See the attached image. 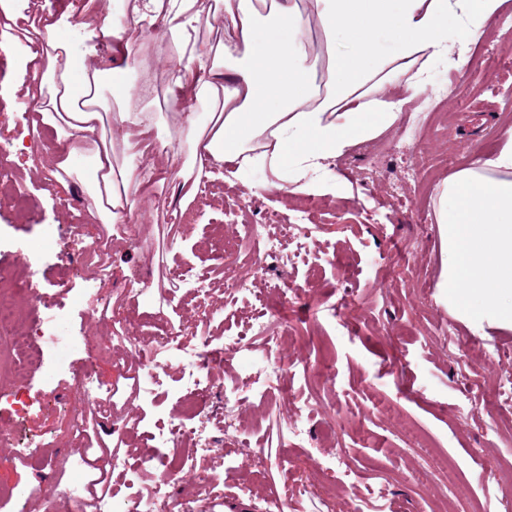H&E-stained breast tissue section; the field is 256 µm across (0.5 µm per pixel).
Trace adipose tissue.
Returning <instances> with one entry per match:
<instances>
[{
  "mask_svg": "<svg viewBox=\"0 0 512 512\" xmlns=\"http://www.w3.org/2000/svg\"><path fill=\"white\" fill-rule=\"evenodd\" d=\"M507 0H130L124 23H112L99 0H80L72 12L46 10L42 0L13 8L0 0V26L15 30L27 44L32 78L21 99L32 104V126L62 134L51 157L50 174L68 190L89 164V214L97 224L128 222L138 194L165 181L166 174L144 165L139 137L163 124L141 86L126 78L127 63L138 60L140 40L163 34L172 58L171 109L189 159L175 175L207 180L212 167L246 160L255 140L268 146L261 158L273 174L265 189L292 193L332 187L329 160L360 139L375 137L399 117L401 102L382 96L393 87L416 96L437 61L462 67L452 56L448 28L458 29L467 47L498 17ZM224 12L230 30L211 48L194 36L202 14ZM324 44L314 52L311 26ZM88 44L75 58L62 30ZM266 41H259V33ZM387 34L393 48L374 47ZM120 57L118 66H99V47ZM112 87V110H104L102 90ZM206 105L205 116L185 111L186 103ZM118 127L131 161L114 169L112 148L101 136L104 118ZM436 221L443 227L448 267L441 283L448 303L474 328H512V129L490 156L442 182Z\"/></svg>",
  "mask_w": 512,
  "mask_h": 512,
  "instance_id": "ef3b65f1",
  "label": "adipose tissue"
}]
</instances>
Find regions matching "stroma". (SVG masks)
<instances>
[{
    "mask_svg": "<svg viewBox=\"0 0 512 512\" xmlns=\"http://www.w3.org/2000/svg\"><path fill=\"white\" fill-rule=\"evenodd\" d=\"M512 5L468 45V65L458 71L434 64L425 92L407 100L398 120L377 136L351 146L330 165L335 190L287 196L265 192L270 169L254 163L223 183V196L197 213L194 223L166 220L182 196L179 179L155 186L138 202L135 235L113 244L110 274H98L96 257L80 249L102 230L89 219L82 183L63 193L33 174L32 156L18 149L30 129L19 107L18 89L26 74L22 58L0 49V143L14 150L1 161L16 175L14 189L0 191V267L20 265V246L31 248L37 275L29 287L35 306H23L27 322L45 326L56 317L65 346L45 348L23 374L0 370V391L18 394L28 406L27 434L37 436L62 459L48 496H28L37 471L13 464V451L0 447V512H99L89 492L94 470L79 468V448L69 443L71 417L83 420L90 444L106 440L112 452L99 465L111 468L116 457L131 456L126 440L110 435L103 412L120 418L136 414L148 439L181 408L176 377L165 390L146 394L136 379L138 346L162 322L186 321L187 344L207 338L212 347L236 334L242 316L269 300L283 316L288 336L283 352L306 359L309 373H283L269 381L265 399L248 403L240 420V439L259 445L261 472L230 470L227 485L236 499L215 512H259L270 491L287 495L293 512H346L359 505L368 512H437L436 499L455 498L459 512L479 500L485 512H502L512 495V414L501 412L497 392L512 378V362L489 359L491 349H512V330L473 329L445 301L439 283L448 264L442 227L436 222L443 179L469 165L473 155L493 153L505 129L512 128V34L503 19ZM497 46L498 58L487 54ZM28 199L19 207L18 195ZM311 206L302 222L311 251L296 253L284 243L283 255L267 260L266 281L250 274L251 243L235 244L228 228L262 224L273 213L294 214L300 199ZM200 244L196 272L216 279L212 256L237 246L236 272L242 288L213 293L219 310L202 318L185 291H173L172 256ZM288 280L300 285L293 300L267 299L266 283ZM141 285L139 298L130 294ZM122 300L121 326L103 318L106 301ZM94 343V360L85 346ZM247 351L225 358L211 374L199 422L215 446L224 444V379L248 371L266 357V346L250 340ZM82 369L90 389L111 391L102 407L74 392L71 373ZM480 385L479 406L462 403L463 385ZM307 418L306 442H288L287 421ZM335 426L327 438L326 426ZM342 454L358 481L336 492V475L324 460ZM301 461L305 484L283 477L284 458Z\"/></svg>",
    "mask_w": 512,
    "mask_h": 512,
    "instance_id": "35a3bbf8",
    "label": "stroma"
}]
</instances>
